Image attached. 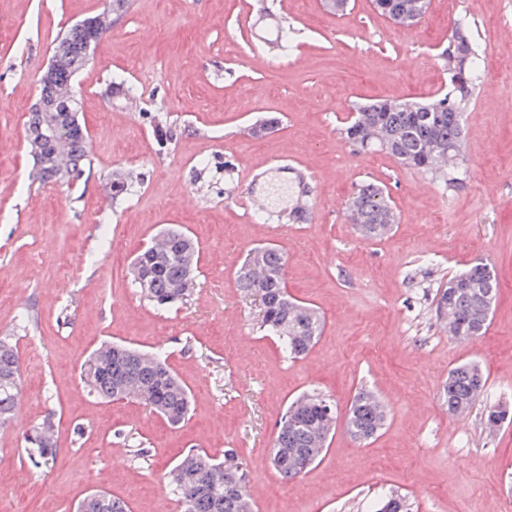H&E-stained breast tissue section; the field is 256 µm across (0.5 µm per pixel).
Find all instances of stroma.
Wrapping results in <instances>:
<instances>
[{"label":"stroma","mask_w":512,"mask_h":512,"mask_svg":"<svg viewBox=\"0 0 512 512\" xmlns=\"http://www.w3.org/2000/svg\"><path fill=\"white\" fill-rule=\"evenodd\" d=\"M106 0H0V336L16 343L20 400L0 429V512H75L101 490L130 512H181L166 475L191 449H235L254 512H370L398 491L408 512H512V423L488 434L479 412L449 415L450 368L478 362L489 399L512 406V0H429L413 29L373 0L344 14L324 0H132L75 80L89 134L87 182L31 183L25 120L66 27ZM274 12L300 35L295 52L252 49L247 16ZM465 17L486 48L465 121L462 188L353 156L338 129L353 102L427 98L447 85L441 52ZM303 56L305 65L293 62ZM138 97H106L111 75ZM287 171L309 178V215L291 223L243 205L242 181ZM137 176L111 199L113 177ZM385 186L396 224L361 237L346 203ZM198 242L195 286L155 309L129 265L160 228ZM286 254V284L324 328L301 359L259 333L234 286L252 246ZM483 261L500 291L485 336L451 340L436 294ZM162 351L191 393L180 426L136 401L90 393L80 374L100 344ZM389 416L367 444L337 429L321 461L282 480L269 465L277 424L304 393L345 413L357 389ZM55 421L57 455L28 458L24 434Z\"/></svg>","instance_id":"stroma-1"}]
</instances>
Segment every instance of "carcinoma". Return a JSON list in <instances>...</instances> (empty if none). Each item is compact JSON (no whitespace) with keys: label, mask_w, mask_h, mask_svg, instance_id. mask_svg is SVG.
<instances>
[{"label":"carcinoma","mask_w":512,"mask_h":512,"mask_svg":"<svg viewBox=\"0 0 512 512\" xmlns=\"http://www.w3.org/2000/svg\"><path fill=\"white\" fill-rule=\"evenodd\" d=\"M383 15L400 27H413L425 15L428 0H375ZM130 0H110V6L65 29L54 45L59 66L42 77L39 100L51 106L47 112H29L27 142L34 159L32 181L41 185L80 180L91 164L88 131L80 119L78 103L71 98L74 76L89 59L100 39L129 9ZM485 50L462 18L455 23L443 55L448 58V90L432 100L376 98L356 102L347 121L339 128L340 139L355 154L385 152L408 169L431 174L448 186L466 178L462 155L465 112L479 85ZM53 119L64 132L45 138L39 125ZM351 223L367 239L386 235L395 223L388 192L375 184L361 185L348 200ZM157 238L159 247L148 244L133 259V281L145 297L160 308L174 306L193 287L198 247L182 230L168 228ZM287 257L277 246L266 243L252 248L236 273L235 285L243 297L254 302L259 331L275 336L288 356L309 352L323 330L319 311L292 297L286 287ZM498 276L488 263L478 262L448 280L439 293L437 307L446 319L448 335L470 341L484 335L498 296ZM90 391L107 400L133 398L179 425L190 410V395L159 353L129 345L107 343L96 349L84 367ZM487 377L477 362H466L448 371L442 387L448 413L461 415L480 406L486 428L502 427L512 412L506 405L488 401ZM19 356L12 340L0 337V427L8 424L18 406ZM388 412L371 391L353 396L344 415L347 434L362 444L376 438L384 428ZM336 411L327 399L304 393L294 399L279 421L270 448V462L284 480L296 478L313 466L329 445L336 428ZM52 416L32 431L44 441L24 437L27 453L47 465L57 455L48 434ZM168 486L181 500L184 512H253L246 473L237 455L228 450L218 460L204 451L192 450L168 473ZM77 512H128L127 505L104 492L84 497ZM376 512H407L403 497L390 493L378 502Z\"/></svg>","instance_id":"1"}]
</instances>
